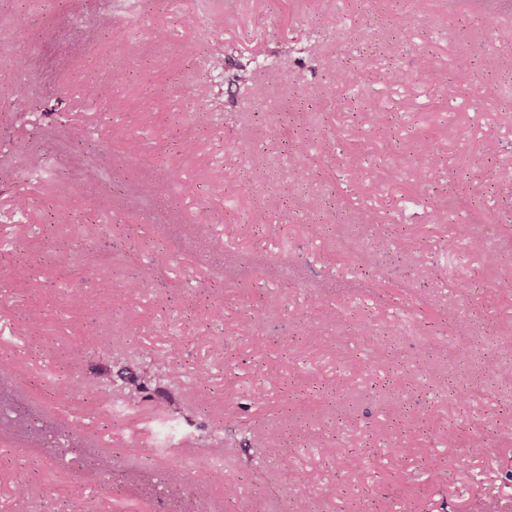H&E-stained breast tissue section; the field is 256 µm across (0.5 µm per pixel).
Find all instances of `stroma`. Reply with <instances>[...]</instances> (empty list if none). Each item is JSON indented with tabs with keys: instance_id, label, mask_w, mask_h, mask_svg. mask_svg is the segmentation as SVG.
<instances>
[{
	"instance_id": "1",
	"label": "stroma",
	"mask_w": 512,
	"mask_h": 512,
	"mask_svg": "<svg viewBox=\"0 0 512 512\" xmlns=\"http://www.w3.org/2000/svg\"><path fill=\"white\" fill-rule=\"evenodd\" d=\"M105 13L111 30L89 39ZM506 13L502 0L454 14L448 0H336L330 15L320 0H168L159 16L146 0H0V63L25 60L41 89L0 107V158L53 164L0 186V418L16 424L0 433V512H291L299 495L308 512H373L381 497L389 512H459L512 470V356L497 351L512 294L496 287L512 276ZM220 25L256 52L253 84L232 83L238 55L214 64ZM340 68L354 84H336ZM433 142L442 156L422 168ZM350 154L381 179H355ZM79 248L103 263L80 281L50 271ZM142 264L156 277L133 299ZM467 321L476 338L457 334ZM131 373L150 379L135 405ZM230 403L243 448L222 442ZM450 428L455 450L439 441ZM355 448L373 451L357 468ZM175 460L193 503L165 490Z\"/></svg>"
}]
</instances>
